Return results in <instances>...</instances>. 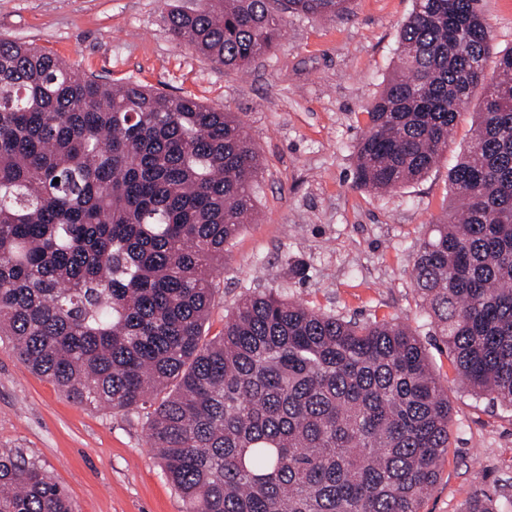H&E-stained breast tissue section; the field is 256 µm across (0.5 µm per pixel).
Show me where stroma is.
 Instances as JSON below:
<instances>
[{"instance_id":"1","label":"stroma","mask_w":512,"mask_h":512,"mask_svg":"<svg viewBox=\"0 0 512 512\" xmlns=\"http://www.w3.org/2000/svg\"><path fill=\"white\" fill-rule=\"evenodd\" d=\"M185 0H0V35L37 46L115 83L136 82L232 113L255 144V215L214 274L205 330L224 332L238 300L273 290L309 307L416 329L452 406L448 455L422 512L512 503V409L459 382L410 283L415 252L453 197L450 168L466 151L478 103L437 164L387 193L354 183L368 110L393 75L414 0H353L350 15H290L276 46L227 69L176 41L164 18ZM491 30L487 76L512 49V0H481ZM291 257L305 268L294 278ZM0 448L35 460L77 512H185L148 440V412L80 405L0 342Z\"/></svg>"}]
</instances>
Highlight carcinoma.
I'll list each match as a JSON object with an SVG mask.
<instances>
[{
	"instance_id": "cac0c4a2",
	"label": "carcinoma",
	"mask_w": 512,
	"mask_h": 512,
	"mask_svg": "<svg viewBox=\"0 0 512 512\" xmlns=\"http://www.w3.org/2000/svg\"><path fill=\"white\" fill-rule=\"evenodd\" d=\"M351 0L177 7L175 40L226 68L270 51L284 14ZM479 0H415L398 71L356 146V183L425 176L475 95L449 171L454 206L411 285L462 382L512 408V50L488 80ZM259 159L244 125L191 97L120 86L0 39V336L78 403L150 412L186 512H421L451 407L408 325L244 295L204 336L224 246L251 217ZM59 182H54V179ZM0 512H74L34 460L0 450Z\"/></svg>"
}]
</instances>
